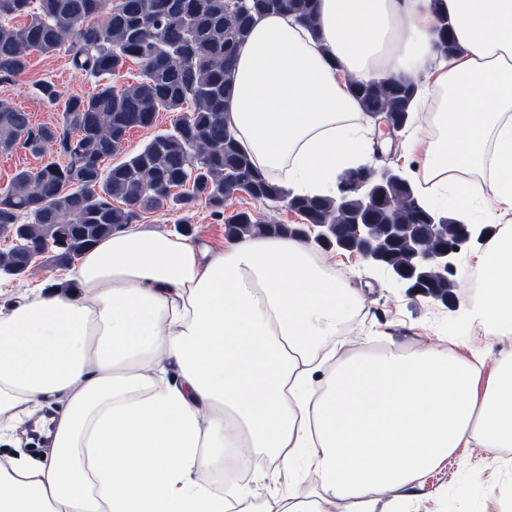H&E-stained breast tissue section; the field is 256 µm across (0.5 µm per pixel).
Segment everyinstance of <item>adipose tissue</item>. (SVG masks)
I'll return each instance as SVG.
<instances>
[{
    "label": "adipose tissue",
    "instance_id": "1",
    "mask_svg": "<svg viewBox=\"0 0 512 512\" xmlns=\"http://www.w3.org/2000/svg\"><path fill=\"white\" fill-rule=\"evenodd\" d=\"M307 27L257 18L232 68L225 120L255 164L295 194L332 197L370 140L349 80L425 76L431 140L407 171L429 209L500 224L465 263L479 270L448 345L337 356L358 298L313 247L243 237L211 248L122 229L68 271L0 308V434L44 407L48 459L0 461V512H235L213 492L228 448L303 466L308 500L415 483L460 448L512 447V350L490 375L467 360L474 326L512 336V0H317ZM459 50L437 55L439 15Z\"/></svg>",
    "mask_w": 512,
    "mask_h": 512
}]
</instances>
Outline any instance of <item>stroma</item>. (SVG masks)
Returning a JSON list of instances; mask_svg holds the SVG:
<instances>
[{"mask_svg":"<svg viewBox=\"0 0 512 512\" xmlns=\"http://www.w3.org/2000/svg\"><path fill=\"white\" fill-rule=\"evenodd\" d=\"M43 82L56 84L67 96L87 95L97 86L95 79L72 68L66 52L49 56L35 54L24 75L0 83V99L29 112L33 123L56 124L61 109L43 101L38 90ZM182 216L191 223L192 239L223 245L224 225L211 216L204 204L195 205ZM182 216L163 208L144 214L138 226L150 231H170ZM321 259L358 298L351 315L338 330L337 341L343 351L376 348L388 339L411 349L435 346L440 344L455 318V309L431 298L409 296L358 261L326 252ZM251 459L250 469L237 486L265 512H275L278 500L284 495H306L316 482L313 475L286 469L263 452H252ZM373 510L512 512V447L497 453L479 448L461 449L413 485L379 494Z\"/></svg>","mask_w":512,"mask_h":512,"instance_id":"1","label":"stroma"}]
</instances>
